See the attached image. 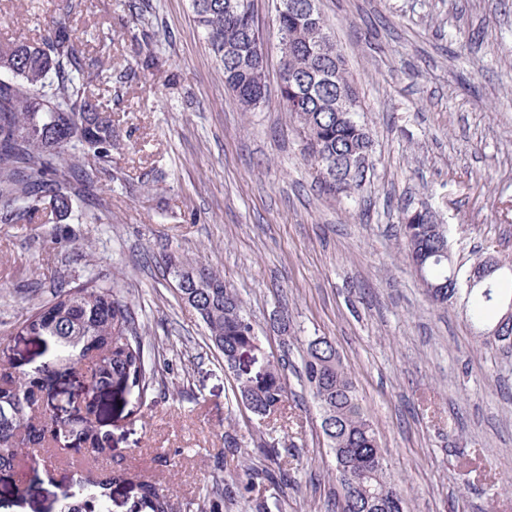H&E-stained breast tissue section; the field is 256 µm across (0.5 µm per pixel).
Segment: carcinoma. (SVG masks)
Wrapping results in <instances>:
<instances>
[{"mask_svg": "<svg viewBox=\"0 0 512 512\" xmlns=\"http://www.w3.org/2000/svg\"><path fill=\"white\" fill-rule=\"evenodd\" d=\"M307 2L268 0L276 14L279 41L290 45L288 78L278 94L302 130L305 153L322 174L324 190L342 193L362 187L361 171L339 184L336 179L345 173L350 154L368 161L371 138L358 109L339 119L327 108L336 86L304 82L309 71L324 66L344 74L339 51L330 58L316 52L313 36L328 33V28L321 12L305 14ZM189 5L227 89L244 110L256 109L252 98L260 94L256 68L264 37L259 34L255 0H189ZM80 6L81 0H65L38 41L0 43L1 224H54L67 218L77 209L71 180L91 184L100 171L112 166L115 130L103 98L112 90L113 72L86 55L71 27L70 16ZM77 151L91 156L93 166L73 167L71 157ZM411 215L403 212L400 227L407 256L420 261L424 282H446L450 287V297L433 295L432 301L444 306L464 297L477 336L486 346L512 354V330L506 336L489 335L512 305V271L495 272L487 295L481 288L461 292L459 272L448 268L451 260L442 225ZM163 262L181 302L199 316L224 366L252 352L261 342L259 329L223 275L174 253L165 254ZM18 334L39 337L47 359L30 373L0 363V469L13 468L14 448L21 444L43 450L38 464L50 462V449L74 442L94 452L104 450L96 427L104 398L87 405L79 423L64 428L54 420L46 383L74 371L102 394L110 387L119 396L135 392L142 404L157 383L156 370L145 359L133 309L114 292L112 282L98 276L58 286ZM285 366L278 361L262 376L242 375L234 382L235 396L249 404L260 424L288 407ZM298 374L320 411L341 487L331 512H404L374 422L331 337L306 341ZM254 484L263 485L264 494L245 498L244 512H281L291 477L283 470L257 468L249 473L244 492ZM74 495L83 500L82 512H100L107 506V485L90 477L78 483ZM142 500L148 512H172L168 498L151 484L143 485Z\"/></svg>", "mask_w": 512, "mask_h": 512, "instance_id": "cac0c4a2", "label": "carcinoma"}]
</instances>
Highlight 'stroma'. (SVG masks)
<instances>
[{
	"label": "stroma",
	"instance_id": "1",
	"mask_svg": "<svg viewBox=\"0 0 512 512\" xmlns=\"http://www.w3.org/2000/svg\"><path fill=\"white\" fill-rule=\"evenodd\" d=\"M60 0H0V42L37 40ZM372 132L365 185L324 191L298 125L270 94L247 112L192 20L189 0H84L70 23L89 53L108 44L112 166L73 188L84 223H0V358L30 371L17 333L56 286L98 275L138 314L157 370L150 403L99 422L128 471L110 512H142L141 485L188 512L245 484L260 444L288 447L282 512H326L336 483L320 412L294 371L287 410L258 425L224 361L178 298L162 257L200 261L234 286L274 357L298 362L329 336L373 417L406 512H512V357L475 334L462 303L434 304L408 259L404 210L443 224L451 264L512 260V0H319ZM132 78H124L125 69ZM287 311L283 338L268 325ZM240 443L224 449L225 434ZM24 485L0 474V512H58L105 460L57 451Z\"/></svg>",
	"mask_w": 512,
	"mask_h": 512
}]
</instances>
